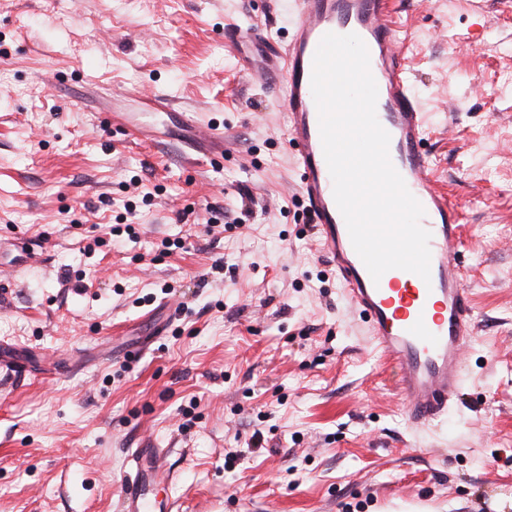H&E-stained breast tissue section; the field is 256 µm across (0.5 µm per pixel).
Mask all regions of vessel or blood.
Here are the masks:
<instances>
[{
    "mask_svg": "<svg viewBox=\"0 0 512 512\" xmlns=\"http://www.w3.org/2000/svg\"><path fill=\"white\" fill-rule=\"evenodd\" d=\"M296 17L280 52L286 79V142L298 167L299 188L311 219L348 298L396 372L402 408L418 428L447 414L464 388V355L474 342L472 308L463 286L457 244L458 208L436 191L422 147L426 115L406 78L400 31L388 0H293ZM356 34L366 44L378 88L376 113L390 135L389 154L408 190L422 204L430 231V281L400 270L373 281L357 255L336 205L311 90L316 49L327 33ZM163 448L135 449L120 484L119 512H167L159 489L172 486Z\"/></svg>",
    "mask_w": 512,
    "mask_h": 512,
    "instance_id": "obj_1",
    "label": "vessel or blood"
}]
</instances>
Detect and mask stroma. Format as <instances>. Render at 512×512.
<instances>
[{
	"mask_svg": "<svg viewBox=\"0 0 512 512\" xmlns=\"http://www.w3.org/2000/svg\"><path fill=\"white\" fill-rule=\"evenodd\" d=\"M389 8L473 307L427 429L310 222L283 72L228 36L286 43L292 0H0V512H115L131 448L173 512H512V0Z\"/></svg>",
	"mask_w": 512,
	"mask_h": 512,
	"instance_id": "obj_1",
	"label": "stroma"
}]
</instances>
